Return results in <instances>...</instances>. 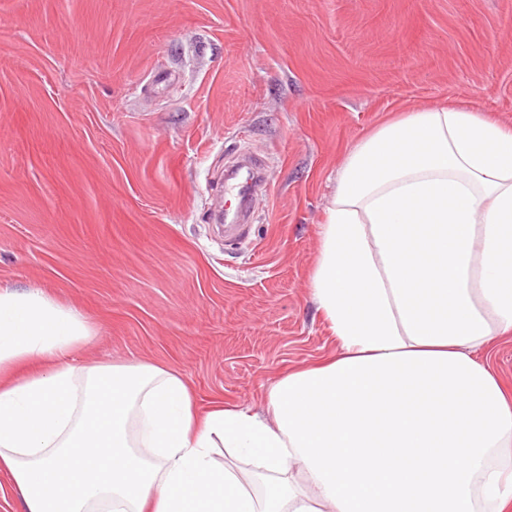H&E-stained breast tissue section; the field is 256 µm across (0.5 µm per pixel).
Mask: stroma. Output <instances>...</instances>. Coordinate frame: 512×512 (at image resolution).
I'll use <instances>...</instances> for the list:
<instances>
[{
  "mask_svg": "<svg viewBox=\"0 0 512 512\" xmlns=\"http://www.w3.org/2000/svg\"><path fill=\"white\" fill-rule=\"evenodd\" d=\"M448 102L512 126V0H0V285L93 325L76 362L259 408L337 352L310 288L337 171ZM242 153L271 192L227 242Z\"/></svg>",
  "mask_w": 512,
  "mask_h": 512,
  "instance_id": "obj_1",
  "label": "stroma"
}]
</instances>
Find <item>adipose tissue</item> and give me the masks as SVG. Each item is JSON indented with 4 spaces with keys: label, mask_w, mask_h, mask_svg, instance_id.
Instances as JSON below:
<instances>
[{
    "label": "adipose tissue",
    "mask_w": 512,
    "mask_h": 512,
    "mask_svg": "<svg viewBox=\"0 0 512 512\" xmlns=\"http://www.w3.org/2000/svg\"><path fill=\"white\" fill-rule=\"evenodd\" d=\"M311 287L339 352L261 411H202L158 364H74L95 336L0 287V490L19 512H512V127L403 113L336 176ZM492 352V366L503 384L512 393V335L495 340Z\"/></svg>",
    "instance_id": "obj_1"
}]
</instances>
